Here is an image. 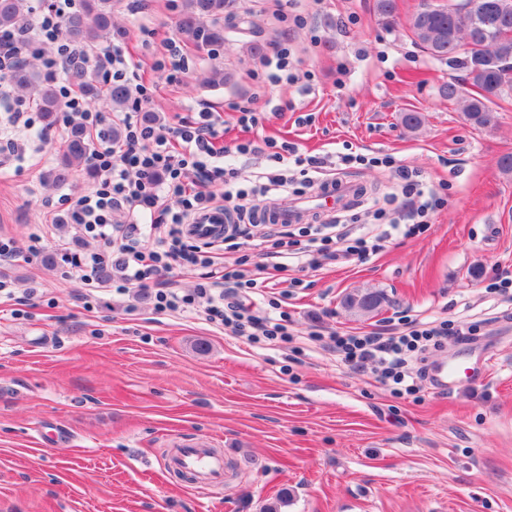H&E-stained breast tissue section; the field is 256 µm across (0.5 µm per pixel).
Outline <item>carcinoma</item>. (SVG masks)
<instances>
[{"label": "carcinoma", "instance_id": "1", "mask_svg": "<svg viewBox=\"0 0 512 512\" xmlns=\"http://www.w3.org/2000/svg\"><path fill=\"white\" fill-rule=\"evenodd\" d=\"M485 2L487 12L482 17L460 5L450 9L440 4L427 15L414 13L407 19L409 30L433 58L463 72L471 93L460 97L459 86L451 82L442 87V95L450 101L462 99V112L475 129L492 126V105L512 95V0ZM227 6L228 0H182L177 21L180 34L198 49L211 52L223 46ZM114 8V0H81L80 7L63 23L65 37L87 52L124 35L122 27L114 23ZM396 10V0H375L374 11L386 24L393 21ZM30 27L28 0H0V30L24 32ZM70 75L93 104L103 100L117 111L127 103L125 86H102L97 72L85 63L72 68ZM12 80L36 104L45 124L54 125L61 110L55 80L27 62L14 71ZM89 149L84 133L72 131L64 144L61 165L45 176L46 183L66 184L72 171L85 165ZM386 301L382 291L366 288L348 293L342 304L354 314L367 315Z\"/></svg>", "mask_w": 512, "mask_h": 512}]
</instances>
